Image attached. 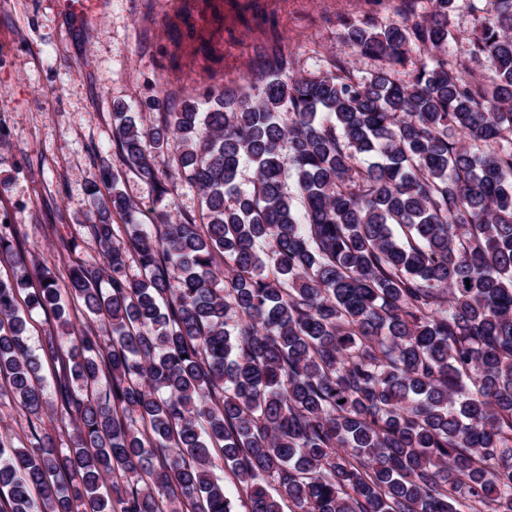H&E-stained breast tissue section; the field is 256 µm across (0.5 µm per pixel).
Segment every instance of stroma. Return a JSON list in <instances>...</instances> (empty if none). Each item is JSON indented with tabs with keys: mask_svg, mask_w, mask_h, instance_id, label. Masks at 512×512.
<instances>
[{
	"mask_svg": "<svg viewBox=\"0 0 512 512\" xmlns=\"http://www.w3.org/2000/svg\"><path fill=\"white\" fill-rule=\"evenodd\" d=\"M90 18L63 0H0V215L16 224L24 253L66 275L74 257L98 247L86 226L94 216L87 188L102 163L122 172L139 223L157 220L154 190L126 172L112 140L115 104H128L142 126L161 118L150 108L198 96L209 84L246 83L260 68V47L281 39L300 74H322L344 61L360 78L376 60L340 39L339 20L379 24L430 11V0H98ZM205 14L202 36L223 32L213 76L173 62L168 24L183 12ZM75 240L61 249L59 237Z\"/></svg>",
	"mask_w": 512,
	"mask_h": 512,
	"instance_id": "35a3bbf8",
	"label": "stroma"
}]
</instances>
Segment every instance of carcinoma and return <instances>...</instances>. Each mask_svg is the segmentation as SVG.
Segmentation results:
<instances>
[{"instance_id": "1", "label": "carcinoma", "mask_w": 512, "mask_h": 512, "mask_svg": "<svg viewBox=\"0 0 512 512\" xmlns=\"http://www.w3.org/2000/svg\"><path fill=\"white\" fill-rule=\"evenodd\" d=\"M456 2L343 18L367 79L275 39L160 126L116 107L163 210L137 223L102 169L98 260L64 277L0 225V400L72 432L0 435V512H233L217 458L249 512H281L269 482L297 512H512V0H481L489 82L448 55ZM180 181L197 220L170 219Z\"/></svg>"}]
</instances>
